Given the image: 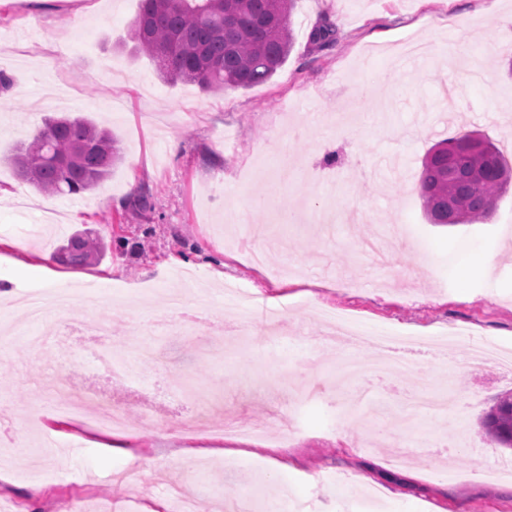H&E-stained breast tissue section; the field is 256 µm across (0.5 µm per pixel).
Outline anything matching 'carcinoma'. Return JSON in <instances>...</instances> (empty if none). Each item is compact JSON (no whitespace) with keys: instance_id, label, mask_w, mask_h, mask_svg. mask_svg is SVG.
Segmentation results:
<instances>
[{"instance_id":"cac0c4a2","label":"carcinoma","mask_w":512,"mask_h":512,"mask_svg":"<svg viewBox=\"0 0 512 512\" xmlns=\"http://www.w3.org/2000/svg\"><path fill=\"white\" fill-rule=\"evenodd\" d=\"M294 0H140L130 39L172 81L204 91L249 89L270 81L293 46ZM471 132L434 147L422 162L419 196L434 224H482L506 188L512 167L499 149L469 147ZM121 159L111 132L80 117L45 119L9 158L16 177L44 194L98 187ZM102 238L75 234L52 260L65 268L105 253ZM481 425L491 442L512 448V395L501 397Z\"/></svg>"}]
</instances>
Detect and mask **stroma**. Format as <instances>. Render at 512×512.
<instances>
[{
	"instance_id": "obj_1",
	"label": "stroma",
	"mask_w": 512,
	"mask_h": 512,
	"mask_svg": "<svg viewBox=\"0 0 512 512\" xmlns=\"http://www.w3.org/2000/svg\"><path fill=\"white\" fill-rule=\"evenodd\" d=\"M139 0H0V55L12 79L0 107V271L25 263L0 299V512H168L178 485L198 512L252 492L256 512H512V448L480 419L512 392V372L438 344L407 357L400 378L369 371L374 350L320 341L314 309L377 329L428 336L451 324L512 349V189L487 223L426 220L421 159L459 128L486 135L512 164V0H296L293 47L266 84L213 94L161 79L127 33ZM336 40L318 49L319 24ZM108 128L122 158L99 187L46 196L8 158L44 118ZM104 237L82 269L50 261L75 231ZM29 244L27 255L15 245ZM490 268L457 272L466 250ZM112 280L92 304L71 302L56 345L19 303L31 289ZM351 283L340 293L336 284ZM201 323L154 331L177 291ZM261 307L249 329L239 320ZM107 317L113 353L154 344L166 367L134 365L125 381L68 335ZM70 348L62 362L61 348ZM362 367L337 383L342 357ZM117 403L126 432L106 448L67 416L21 415L45 372ZM454 395L451 420L417 416L423 393ZM234 418L282 433L284 448L214 442L174 420ZM146 470L119 479L128 453Z\"/></svg>"
}]
</instances>
